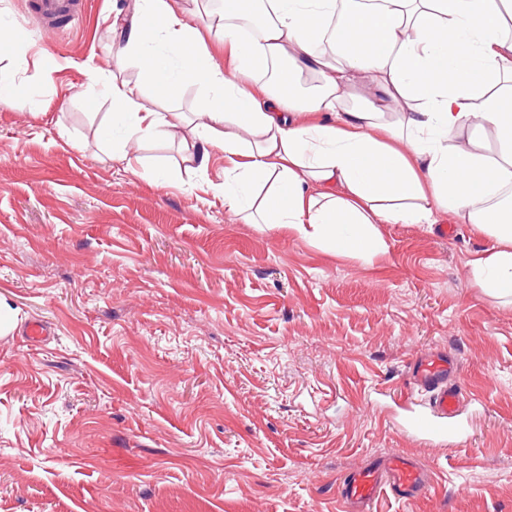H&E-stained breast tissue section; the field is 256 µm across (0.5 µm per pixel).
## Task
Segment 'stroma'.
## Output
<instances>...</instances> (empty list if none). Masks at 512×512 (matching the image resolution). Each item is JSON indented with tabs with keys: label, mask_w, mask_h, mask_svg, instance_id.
<instances>
[{
	"label": "stroma",
	"mask_w": 512,
	"mask_h": 512,
	"mask_svg": "<svg viewBox=\"0 0 512 512\" xmlns=\"http://www.w3.org/2000/svg\"><path fill=\"white\" fill-rule=\"evenodd\" d=\"M88 0L72 29L0 0V512H350L348 475L405 455L430 477L371 512H512V297L475 285L473 225L380 224L371 262L224 213L148 138L126 172L88 69L135 80ZM54 72L45 81L43 70ZM34 322L48 334L25 339ZM458 366L466 433L429 443L392 409L414 364Z\"/></svg>",
	"instance_id": "35a3bbf8"
}]
</instances>
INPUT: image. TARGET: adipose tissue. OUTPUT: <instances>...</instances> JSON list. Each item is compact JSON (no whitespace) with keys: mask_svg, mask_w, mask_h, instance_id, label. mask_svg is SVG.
Returning a JSON list of instances; mask_svg holds the SVG:
<instances>
[{"mask_svg":"<svg viewBox=\"0 0 512 512\" xmlns=\"http://www.w3.org/2000/svg\"><path fill=\"white\" fill-rule=\"evenodd\" d=\"M189 0H127L108 27L136 80L107 94L125 133L112 157L181 136L224 212L371 261L374 224L455 215L492 237L477 284L512 294V0H223L200 31ZM195 118L151 108L188 86Z\"/></svg>","mask_w":512,"mask_h":512,"instance_id":"ef3b65f1","label":"adipose tissue"}]
</instances>
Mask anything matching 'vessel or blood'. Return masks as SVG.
<instances>
[{
	"mask_svg": "<svg viewBox=\"0 0 512 512\" xmlns=\"http://www.w3.org/2000/svg\"><path fill=\"white\" fill-rule=\"evenodd\" d=\"M82 0H37L35 13L52 26L76 23L82 13ZM452 360L433 355L419 360L412 372L416 389L429 396V411L414 407L411 399L401 400L399 418L404 427L431 440H444L455 434L463 394L456 383ZM429 485V475L412 461L396 456L384 464L354 473L344 482L343 496L357 512H366L380 494L401 500L412 498Z\"/></svg>",
	"mask_w": 512,
	"mask_h": 512,
	"instance_id": "b4317fda",
	"label": "vessel or blood"
}]
</instances>
